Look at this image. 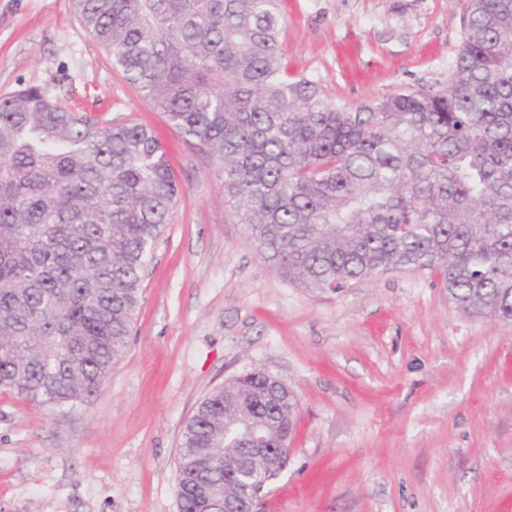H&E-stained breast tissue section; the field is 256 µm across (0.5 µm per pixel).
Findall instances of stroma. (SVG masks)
Here are the masks:
<instances>
[{"instance_id":"1","label":"stroma","mask_w":512,"mask_h":512,"mask_svg":"<svg viewBox=\"0 0 512 512\" xmlns=\"http://www.w3.org/2000/svg\"><path fill=\"white\" fill-rule=\"evenodd\" d=\"M289 75L356 107L440 91L458 0H281ZM46 89L163 143L180 196L124 356L69 409L0 391V512H179L185 421L254 369L298 401L264 512H512V321L464 313L427 273L331 292L289 283L250 243L219 165L114 68L71 0H0V96Z\"/></svg>"}]
</instances>
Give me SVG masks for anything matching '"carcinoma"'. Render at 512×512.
Instances as JSON below:
<instances>
[{
  "instance_id": "1",
  "label": "carcinoma",
  "mask_w": 512,
  "mask_h": 512,
  "mask_svg": "<svg viewBox=\"0 0 512 512\" xmlns=\"http://www.w3.org/2000/svg\"><path fill=\"white\" fill-rule=\"evenodd\" d=\"M280 0H73L125 81L220 164L248 239L288 282L336 291L408 269L458 309L512 320V0H458L448 87L355 108L285 63ZM178 186L148 127L99 126L38 86L0 97V388L74 406L123 355ZM266 370L184 424L181 512L233 489L245 434L290 442Z\"/></svg>"
}]
</instances>
